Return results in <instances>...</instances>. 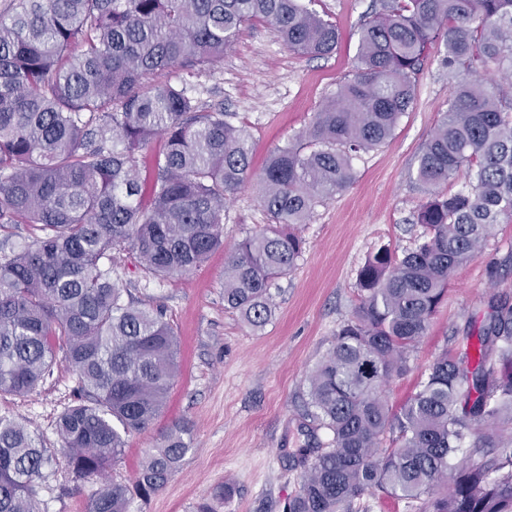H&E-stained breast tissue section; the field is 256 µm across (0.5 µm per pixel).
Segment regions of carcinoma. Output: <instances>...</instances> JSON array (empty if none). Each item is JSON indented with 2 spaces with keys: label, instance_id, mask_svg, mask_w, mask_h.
<instances>
[{
  "label": "carcinoma",
  "instance_id": "cac0c4a2",
  "mask_svg": "<svg viewBox=\"0 0 512 512\" xmlns=\"http://www.w3.org/2000/svg\"><path fill=\"white\" fill-rule=\"evenodd\" d=\"M257 19L303 55L339 41L300 0H12L0 18V234L39 232L0 257V393L33 392L59 363L77 392L57 417L58 448L0 416V512H42L60 457L98 485L87 512H129L182 468L178 422L132 484L107 476L125 437L159 418L179 371L163 311L120 287V253L164 281L224 247V208L251 167L246 136L159 76L216 64ZM439 42L448 110L418 156L422 233L402 255L382 245L366 259L355 312L308 376V405L332 442L298 449L288 512H358L366 493L416 512H512L509 300L492 296L487 323L454 330V348L399 406L385 396L412 371L455 270L512 219V0H385L366 18L352 77L267 162L259 201L271 223L226 261L224 307L255 330L269 322L270 288L303 252L285 227L347 189L355 157L393 137ZM157 135L164 149L148 168L140 153ZM460 172L468 189L438 190ZM463 450L470 462L451 466Z\"/></svg>",
  "mask_w": 512,
  "mask_h": 512
}]
</instances>
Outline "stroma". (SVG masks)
<instances>
[{"label":"stroma","instance_id":"obj_1","mask_svg":"<svg viewBox=\"0 0 512 512\" xmlns=\"http://www.w3.org/2000/svg\"><path fill=\"white\" fill-rule=\"evenodd\" d=\"M339 29L335 53L306 57L289 51L260 20L243 28L215 67L193 73L169 69L165 77L186 84L205 109H223L243 129L251 150L252 177L224 211V246L182 277L155 280L136 254L123 256V286L133 296L163 306L181 345V369L154 425L127 436L109 477L132 482L159 432L186 423L190 450L181 470L152 497L134 499L131 512H287L303 473L296 451L304 447L307 378L330 347L338 326L357 305V275L381 245L412 247L414 222L425 194L414 177L423 144L448 108L443 45H434L416 77V101L395 134L353 161L356 178L343 192L320 201L292 230L304 241L294 269L271 289L275 314L260 331L224 307V263L247 233L269 216L259 202V176L275 149L294 140L339 84L350 79L358 29L373 0H303ZM512 300V221L498 224L482 253L458 268L427 336L411 357V372L391 383L390 404H400L446 346L455 328L483 318L490 293ZM75 399L65 366L34 392L0 395V415L34 430L47 447L59 445L55 420ZM235 489L214 499L218 486ZM92 484L74 480L66 466L42 491L45 512H86Z\"/></svg>","mask_w":512,"mask_h":512}]
</instances>
